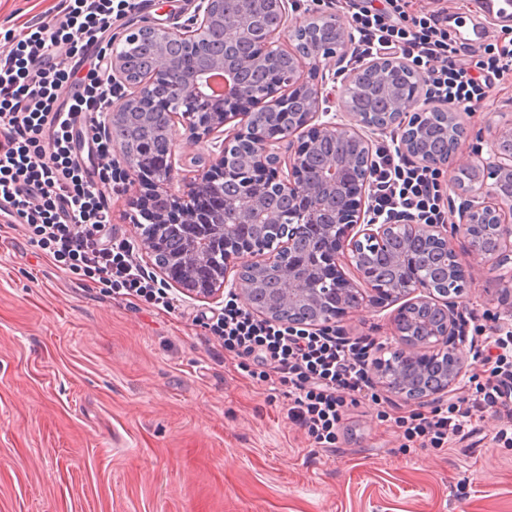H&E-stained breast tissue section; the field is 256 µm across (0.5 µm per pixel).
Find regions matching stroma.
Masks as SVG:
<instances>
[{"mask_svg":"<svg viewBox=\"0 0 512 512\" xmlns=\"http://www.w3.org/2000/svg\"><path fill=\"white\" fill-rule=\"evenodd\" d=\"M112 22V43L145 21L169 26L190 0H138ZM445 8L487 43L512 25L478 0H412L422 15ZM512 115V79L468 116L458 162L486 151L490 127ZM112 228L138 242L139 180L103 184ZM18 224L0 235V512H512V447L499 415L484 414L447 449L408 448L395 417L429 409L373 384L348 408L335 448L316 447L289 421L283 390L253 377L251 360L210 341L203 324L223 299L181 293L165 312L113 296L57 268ZM462 306L485 330H512L489 265L471 268ZM397 304H363L336 320L374 339L376 358L399 347ZM387 401L390 419L378 417Z\"/></svg>","mask_w":512,"mask_h":512,"instance_id":"35a3bbf8","label":"stroma"}]
</instances>
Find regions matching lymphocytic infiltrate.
<instances>
[{"label":"lymphocytic infiltrate","mask_w":512,"mask_h":512,"mask_svg":"<svg viewBox=\"0 0 512 512\" xmlns=\"http://www.w3.org/2000/svg\"><path fill=\"white\" fill-rule=\"evenodd\" d=\"M336 0L358 39L354 64L384 54L430 73L429 97L470 113L486 106L491 88L512 77V41L484 50L475 68L458 65L463 45L446 12L423 16L410 0ZM136 0H59L46 22L6 32L12 47L0 56V218L28 225L32 242L60 268L101 284L113 295L140 298L169 311L176 304L161 282L133 259L132 242L112 230V212L98 187L112 176V141L100 133L82 139L86 123H100L112 100L101 61L112 46V15ZM69 100H61L62 89ZM440 172L407 160L392 145L375 149L368 197L375 217L415 224L445 223ZM215 341L252 359L259 379L288 388L287 417L317 447L336 445L349 403L370 385L368 343L337 336L331 327L291 328L254 316L227 297L211 324ZM487 376L469 377L465 401L398 417L407 447L446 449L449 440L491 411L512 424V336L483 338Z\"/></svg>","instance_id":"1"}]
</instances>
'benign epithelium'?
<instances>
[{
	"label": "benign epithelium",
	"mask_w": 512,
	"mask_h": 512,
	"mask_svg": "<svg viewBox=\"0 0 512 512\" xmlns=\"http://www.w3.org/2000/svg\"><path fill=\"white\" fill-rule=\"evenodd\" d=\"M237 2L232 21L245 31L277 39L287 29L314 30L310 20L290 17L289 0ZM328 20L336 31L335 41L318 43L313 51L302 54L300 68L317 67L322 61L347 52L352 33L336 16L330 15ZM223 21L224 0H199L186 24L170 27L147 22L128 34L135 40L146 33L154 36L158 42L154 71L169 78L168 94L179 108L170 128L168 167L158 171L128 165L124 168L130 176L151 178L149 193L138 203L142 215L153 224H178L184 231L188 261L175 278L172 271L165 270L167 277L173 278L184 292L204 299L218 297L227 288L257 316L309 329L327 326L365 301L379 305L401 300L395 335L402 345L403 357L426 378L444 353L448 355V370L444 381L422 393L409 394L395 387L391 391L408 401L450 392L464 371L466 349L472 348L456 300L463 292L465 274L453 245L454 236L467 238L469 254L492 263L498 271L503 291L509 297L506 313L512 316V120L492 128L486 155L478 153L462 165L457 163L456 154L467 134V114L451 107L442 110L452 141L447 148L435 150L420 122L411 120L412 115L418 116L424 109L417 94L393 98L391 111L373 121L352 111L342 94L339 103L347 120L321 122L324 88L303 81L300 75L288 82V89H270L261 97L242 82V72L267 63L258 56L236 59L234 51L226 46L214 55L207 71L193 77L183 75L178 47L201 42ZM384 64L400 65L402 61L379 56L353 71L348 83L359 81L365 71H376ZM112 83L129 89L112 103L110 117L113 147L123 160L125 144L119 136L123 116L152 96L153 83L141 78L131 80L127 60L117 54L112 55ZM295 100L303 101L305 109L295 114L279 138H268L253 122L255 108L263 106L275 116ZM229 123L233 124L230 129L226 128ZM180 126L196 140L222 139L216 161L197 170L181 193L170 188L178 174L175 143ZM392 127L403 130L399 150L404 156L447 171L450 188L463 191L459 222L453 231H448L446 224H377L368 220L366 199L373 153L363 131ZM286 139L293 143V151L284 160L275 144ZM322 139L336 141L338 153L324 166L313 167L309 157ZM235 169L250 171L256 181L235 202L224 206L223 225L217 226L195 201L213 192ZM464 171L475 175L465 189L457 182L458 174ZM156 196L167 201V209L152 208ZM260 221L266 222L267 233L253 238L239 234L240 226ZM489 224L496 241L493 250L474 242V231ZM395 233L410 242H422L427 254H442L446 261L445 279L454 287L436 288L420 276H397L381 282L365 275L360 286L346 276L342 264H357L361 253L384 247ZM260 280L277 284L271 308L257 309L251 304ZM421 309L439 312L437 326L417 332L427 337L425 341L409 338L403 330L405 323L415 324L411 315Z\"/></svg>",
	"instance_id": "1"
}]
</instances>
